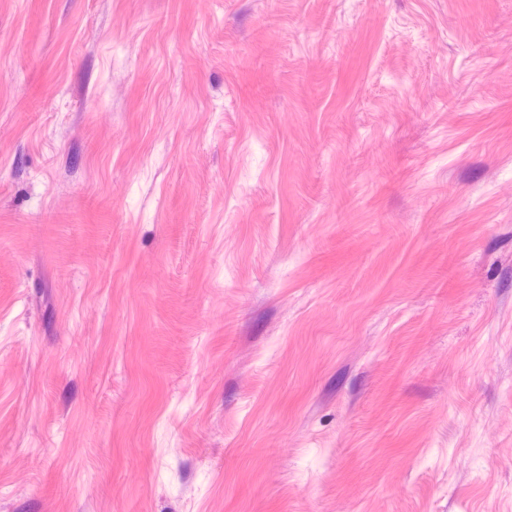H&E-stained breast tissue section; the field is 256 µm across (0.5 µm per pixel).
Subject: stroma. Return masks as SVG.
<instances>
[{
  "instance_id": "35a3bbf8",
  "label": "stroma",
  "mask_w": 512,
  "mask_h": 512,
  "mask_svg": "<svg viewBox=\"0 0 512 512\" xmlns=\"http://www.w3.org/2000/svg\"><path fill=\"white\" fill-rule=\"evenodd\" d=\"M0 512H512V0H0Z\"/></svg>"
}]
</instances>
